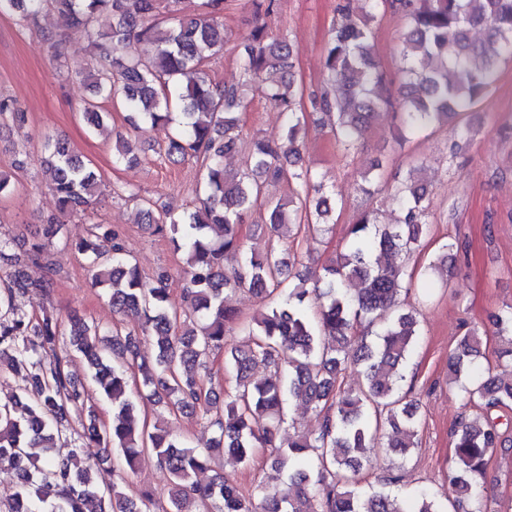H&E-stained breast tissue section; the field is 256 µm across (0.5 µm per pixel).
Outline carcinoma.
<instances>
[{
    "mask_svg": "<svg viewBox=\"0 0 512 512\" xmlns=\"http://www.w3.org/2000/svg\"><path fill=\"white\" fill-rule=\"evenodd\" d=\"M370 9L357 16L352 0H339L325 46L322 81L310 94L312 111L299 108L291 79L296 49L284 35L271 37L266 25L250 31L239 58L234 85L219 84L206 72L210 58L224 51V0H203L200 14L182 13V0H0V12H12L21 28H32L52 9L81 27L96 53L83 77L94 99L82 117L90 128L108 112L96 98L114 100L131 118L172 128L166 158H188L206 171L200 205L174 215L143 209L146 224L169 236L183 255L182 294L189 309L180 312L170 297L164 274L144 277L120 234L91 224L74 243L84 255L95 284L105 288L114 313L134 317L151 336L152 360L140 357L136 339L119 325L104 329L81 315L45 310L31 317L14 305L17 293L48 294L53 273L47 244L63 237V225L43 229L46 242L11 252L13 239L0 235V260L10 262L7 288L0 290V358L10 360L15 392L0 401V465L14 469L16 482L9 512H140L137 499L100 479L97 461L111 454L117 465L136 470L153 456L169 474V508L162 512H253V495L217 473L204 485L198 473L212 468L223 454L240 462L255 449H271L270 466L287 472L283 486L260 488L263 512H404L383 488H358V476L370 464L369 453L382 446L407 455L418 447L419 407L400 393L403 369L418 336V319L402 308L400 296L413 286L414 273L403 260L426 245L429 196L423 164L411 159L404 179L392 189L400 215L381 224L365 210L349 228L336 259L313 277L291 273L297 259L274 249L247 251L241 226L256 208H264L270 232L285 236L294 227L309 234L329 230L336 188L304 166L301 146L308 123L330 132L345 151L362 144L380 109L393 110L402 140L455 125L470 138L474 130L462 115L477 110L492 87L502 58L512 57V0H366ZM164 9L170 26L158 29ZM400 15L405 66L399 96L384 91L374 60L372 39L376 9ZM112 15V28L99 19ZM486 31L477 43L471 30ZM150 46L145 55L129 50L132 41ZM47 54L64 67L62 39L44 37ZM258 94L287 117L281 139L244 142L239 108ZM24 123L20 105L0 95V118ZM49 187L60 210L78 214L92 204L100 187L97 171L59 138L44 143ZM246 152L244 171H224V156ZM383 178L382 161L364 172L360 190L372 194ZM286 179L294 197L270 196L268 183ZM36 264L46 276L33 280L21 267ZM246 289L267 301L265 308L240 322L252 338L245 349L224 342L236 312L224 306V292ZM501 339L498 358L512 362V307L495 316ZM483 334L472 327L449 357L448 384L467 395L478 409L475 418L453 428L459 468L448 491L470 501L472 512H490L479 493V478L493 453L506 442L488 417L512 403V382L481 368ZM82 355L100 394L112 400V424L99 422L86 406L87 391L68 370L72 353ZM224 355V371L234 384L224 408L212 411V364ZM259 364L274 375L255 379ZM363 369L365 385L344 388L338 376L347 365ZM138 378L131 392L130 378ZM146 397L168 412L197 411L211 429L206 448H194L150 425L134 398ZM300 400L319 418L313 435L283 437L286 407ZM79 418L81 431L67 452L57 449L63 423ZM387 424L385 442L378 428ZM416 512H440L434 493L417 494Z\"/></svg>",
    "mask_w": 512,
    "mask_h": 512,
    "instance_id": "obj_1",
    "label": "carcinoma"
}]
</instances>
